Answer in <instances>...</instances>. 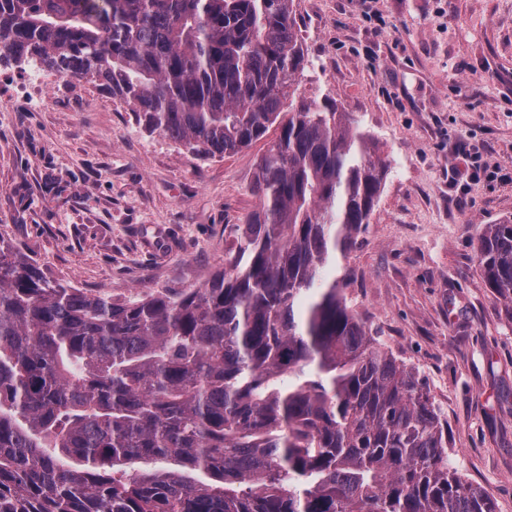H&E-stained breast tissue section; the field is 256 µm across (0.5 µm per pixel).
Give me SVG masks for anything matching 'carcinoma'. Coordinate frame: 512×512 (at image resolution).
I'll return each instance as SVG.
<instances>
[{"mask_svg":"<svg viewBox=\"0 0 512 512\" xmlns=\"http://www.w3.org/2000/svg\"><path fill=\"white\" fill-rule=\"evenodd\" d=\"M294 7L0 0V57L95 82L193 153L280 127L257 209L197 288L114 300L0 239V512H496L448 463L415 371L350 310L349 273L319 284L369 224L388 163L335 104L283 112L307 62ZM476 257L512 317V218L486 226Z\"/></svg>","mask_w":512,"mask_h":512,"instance_id":"1","label":"carcinoma"}]
</instances>
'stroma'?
Returning <instances> with one entry per match:
<instances>
[{
  "instance_id": "stroma-1",
  "label": "stroma",
  "mask_w": 512,
  "mask_h": 512,
  "mask_svg": "<svg viewBox=\"0 0 512 512\" xmlns=\"http://www.w3.org/2000/svg\"><path fill=\"white\" fill-rule=\"evenodd\" d=\"M299 94L351 112L389 162L337 271L378 347L412 367L448 451L512 512V317L475 244L512 218V0H296ZM0 64V235L56 279L119 299L195 288L256 209L278 134L221 157L145 128L96 84ZM469 156H462L459 145Z\"/></svg>"
}]
</instances>
